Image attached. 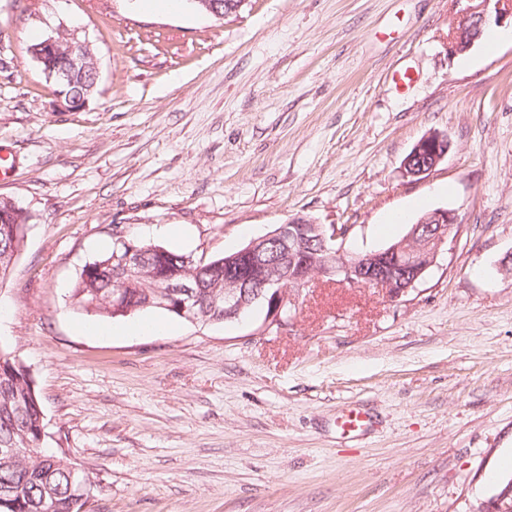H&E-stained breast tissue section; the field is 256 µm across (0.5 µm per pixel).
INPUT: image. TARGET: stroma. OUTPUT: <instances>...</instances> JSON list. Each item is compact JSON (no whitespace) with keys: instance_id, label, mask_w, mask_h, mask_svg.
Masks as SVG:
<instances>
[{"instance_id":"stroma-1","label":"stroma","mask_w":512,"mask_h":512,"mask_svg":"<svg viewBox=\"0 0 512 512\" xmlns=\"http://www.w3.org/2000/svg\"><path fill=\"white\" fill-rule=\"evenodd\" d=\"M468 0H246L216 20L134 0H0V196L32 225L0 343L92 512H472L512 473V41L448 54ZM77 31L99 79L59 108L28 48ZM452 148L424 179L415 143ZM448 208L460 230L400 299L313 281L265 316L161 330L74 309L113 231L209 258L288 219L366 252ZM399 212L403 223H388ZM176 232L162 235L160 227ZM370 420L358 435L337 422ZM450 148L447 135L435 131L424 135L404 160V176L412 180L424 178L445 159Z\"/></svg>"}]
</instances>
